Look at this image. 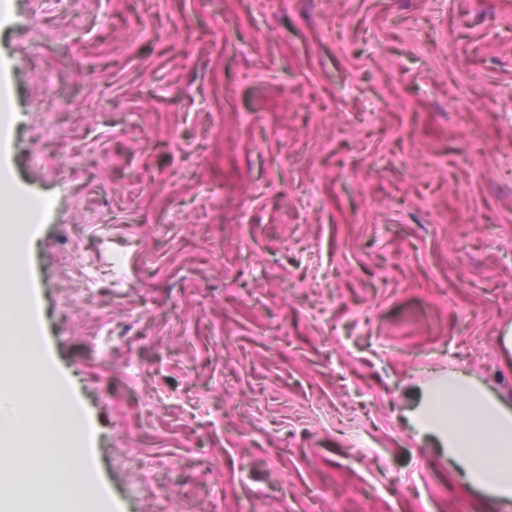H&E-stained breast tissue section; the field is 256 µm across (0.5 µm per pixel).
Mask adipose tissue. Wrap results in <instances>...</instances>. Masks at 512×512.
Returning <instances> with one entry per match:
<instances>
[{"label": "adipose tissue", "instance_id": "1", "mask_svg": "<svg viewBox=\"0 0 512 512\" xmlns=\"http://www.w3.org/2000/svg\"><path fill=\"white\" fill-rule=\"evenodd\" d=\"M409 423L416 437L439 441L464 490L512 512V399L451 373L426 384Z\"/></svg>", "mask_w": 512, "mask_h": 512}]
</instances>
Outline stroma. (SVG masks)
I'll return each mask as SVG.
<instances>
[{"label":"stroma","mask_w":512,"mask_h":512,"mask_svg":"<svg viewBox=\"0 0 512 512\" xmlns=\"http://www.w3.org/2000/svg\"><path fill=\"white\" fill-rule=\"evenodd\" d=\"M0 100L98 512H482L407 414L512 396V0H0Z\"/></svg>","instance_id":"35a3bbf8"}]
</instances>
